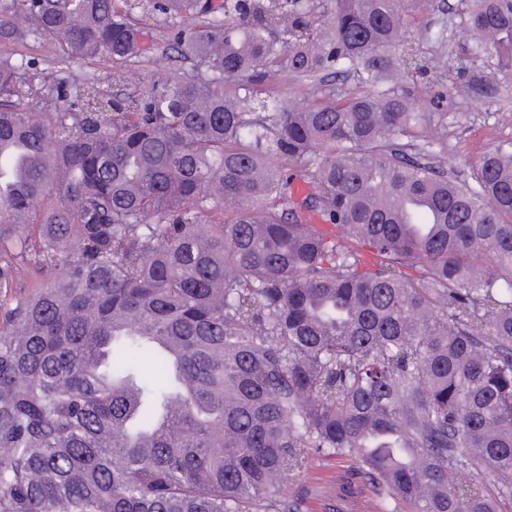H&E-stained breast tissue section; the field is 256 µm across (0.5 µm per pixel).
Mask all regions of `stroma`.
Listing matches in <instances>:
<instances>
[{"label": "stroma", "mask_w": 512, "mask_h": 512, "mask_svg": "<svg viewBox=\"0 0 512 512\" xmlns=\"http://www.w3.org/2000/svg\"><path fill=\"white\" fill-rule=\"evenodd\" d=\"M465 11V0H431L427 10L404 29L402 47L391 52L399 69L404 66L403 52L409 48L439 59V66L414 81L411 88L418 109L430 114L448 142L444 165L460 174L469 172L489 148L512 141V77L499 72L494 55H484V70L492 82L493 95L488 99L476 98L452 65L456 55L475 43L465 26ZM8 54L23 56L29 63L27 73L32 85L29 106L56 99L57 77L52 72L47 50L34 42L26 46L0 43V57ZM127 71L128 85L133 88L164 72L181 80L195 75L196 68L193 60L162 45L131 62ZM263 92L271 97L294 96L310 101L322 96L319 84L294 79L281 66L273 69ZM361 488L362 480L351 462L317 456L288 495L301 501L302 512H326L329 498L356 497Z\"/></svg>", "instance_id": "1"}]
</instances>
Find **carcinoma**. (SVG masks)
<instances>
[{"instance_id": "1", "label": "carcinoma", "mask_w": 512, "mask_h": 512, "mask_svg": "<svg viewBox=\"0 0 512 512\" xmlns=\"http://www.w3.org/2000/svg\"><path fill=\"white\" fill-rule=\"evenodd\" d=\"M427 5H0V40L55 72L109 63L35 112L0 59V173L27 171L0 189V512H299L316 454L355 462L369 512L512 509V142L442 165L404 81L435 61L386 56ZM137 12L177 21L196 75L123 91ZM465 24L482 95L512 0ZM279 62L341 83L266 100Z\"/></svg>"}]
</instances>
